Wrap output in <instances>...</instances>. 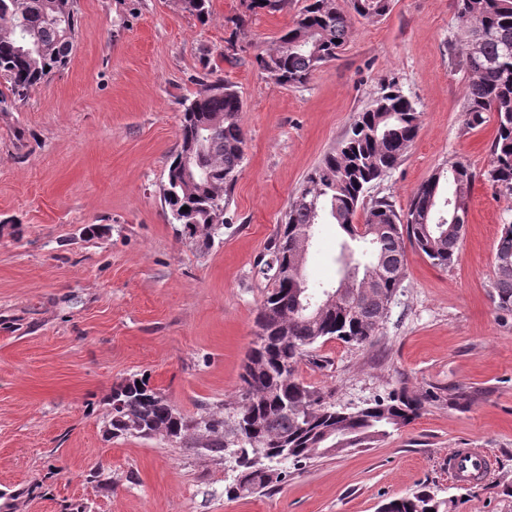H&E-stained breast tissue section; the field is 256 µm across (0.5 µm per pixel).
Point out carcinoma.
I'll list each match as a JSON object with an SVG mask.
<instances>
[{
  "label": "carcinoma",
  "instance_id": "obj_1",
  "mask_svg": "<svg viewBox=\"0 0 512 512\" xmlns=\"http://www.w3.org/2000/svg\"><path fill=\"white\" fill-rule=\"evenodd\" d=\"M76 0H0V112L25 101L50 74L67 65L77 28ZM181 9L203 21L209 0H178ZM248 15L275 14L288 0H242ZM391 0H306L303 10L277 38L256 55L258 66L282 86L307 81L322 64L336 58L352 33V18L385 17ZM461 21L454 50L457 65L468 75L462 111L467 127L476 129L495 117L490 168L491 188L512 196V0H456ZM242 102L232 85L203 76L199 90L185 105L180 149L170 162L162 198L182 235L209 247L224 228L246 145L241 125ZM419 131L415 104L394 85L383 88L357 114L349 130L306 175L277 225L266 257L259 262L267 291L257 320L254 347L242 375L243 387L233 414L209 408L195 417L183 415L148 377L119 386L111 408L112 436H141L198 448L209 453L239 451L260 460L242 467L225 495L230 499L263 494L282 481L263 467L283 448L293 464L321 457L343 443L369 446L411 424L421 415L422 400L406 389L356 408H338L326 393L296 376L298 363L330 339L352 345L372 341L400 288L406 247L433 264L452 267L459 260L462 229L467 222L476 175L460 160L450 161L413 193L404 211L380 197L364 206L365 193L393 170ZM206 137L203 171L193 177L181 164L198 138ZM189 207L185 212L182 207ZM363 223H355L358 209ZM318 224H334L344 234L339 262L351 286L336 303L319 311L304 302L299 282L305 279V237ZM497 310L512 315V221L503 223L490 282ZM454 500L422 487L392 499L378 512H449Z\"/></svg>",
  "mask_w": 512,
  "mask_h": 512
}]
</instances>
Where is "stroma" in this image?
<instances>
[{"instance_id":"obj_1","label":"stroma","mask_w":512,"mask_h":512,"mask_svg":"<svg viewBox=\"0 0 512 512\" xmlns=\"http://www.w3.org/2000/svg\"><path fill=\"white\" fill-rule=\"evenodd\" d=\"M304 5L249 17L241 0H210L202 22L177 0H76L68 64L0 112V512H377L424 485L456 512H512V317L489 286L512 197L483 177L495 122L466 127L456 0H392L381 20L356 18L336 59L284 87L254 57ZM206 74L238 91L246 146L224 233L205 249L170 223L161 188ZM388 83L420 129L368 196L403 209L437 167L468 164L460 257L441 268L408 250L373 342L320 343L297 375L340 406L408 389L420 417L372 447L286 465L274 491L234 500L230 458L110 437L112 391L134 376L188 416L234 400L266 292L256 264L307 172ZM341 240L320 225L310 282L339 279ZM457 388L466 409L448 403ZM462 448L488 449L491 473L455 480L448 456Z\"/></svg>"}]
</instances>
